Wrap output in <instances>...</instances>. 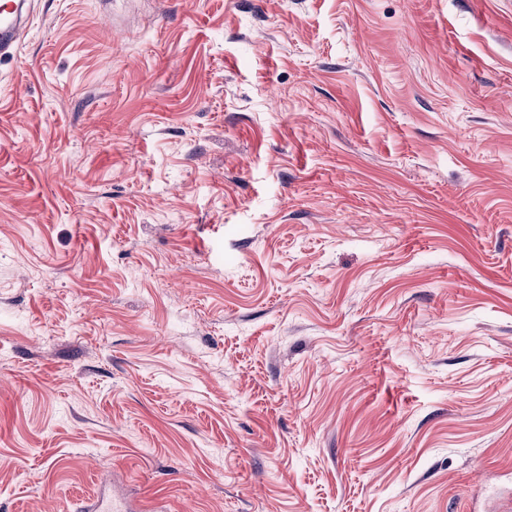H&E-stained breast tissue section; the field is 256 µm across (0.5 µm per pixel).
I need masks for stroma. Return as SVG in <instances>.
Returning a JSON list of instances; mask_svg holds the SVG:
<instances>
[{"mask_svg":"<svg viewBox=\"0 0 512 512\" xmlns=\"http://www.w3.org/2000/svg\"><path fill=\"white\" fill-rule=\"evenodd\" d=\"M470 512L512 475V0H35L0 60V506ZM78 510L81 512H128L132 509L123 499L98 494L85 499L84 506Z\"/></svg>","mask_w":512,"mask_h":512,"instance_id":"35a3bbf8","label":"stroma"}]
</instances>
